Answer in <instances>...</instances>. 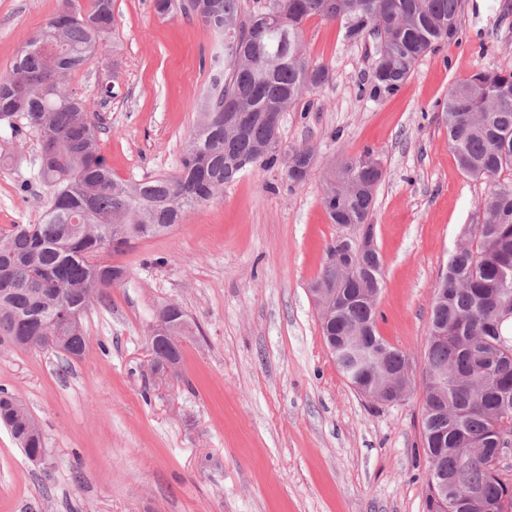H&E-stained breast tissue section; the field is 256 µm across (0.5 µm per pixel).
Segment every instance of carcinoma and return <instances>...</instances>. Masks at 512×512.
Listing matches in <instances>:
<instances>
[{
  "label": "carcinoma",
  "mask_w": 512,
  "mask_h": 512,
  "mask_svg": "<svg viewBox=\"0 0 512 512\" xmlns=\"http://www.w3.org/2000/svg\"><path fill=\"white\" fill-rule=\"evenodd\" d=\"M61 0L56 14L17 55L0 79V121L14 132L16 120L40 140V176L49 197L42 222L0 233V339L67 336L72 351L86 350L83 322L65 329L56 322L65 300L85 314L91 301L125 278V268L106 259L123 245L170 232L186 211L224 192L246 169L288 166V181L305 182L314 161L306 145L288 151L272 143L269 112L284 113L329 83L330 69L303 49V24L320 17L336 22L344 38L374 39L375 67L369 95L393 94L417 61L435 45L458 39L462 0H265L246 14L241 0L181 5L202 18L221 41L211 56L210 90L198 112L177 175L138 183L122 180L100 152L96 116L66 79L106 55L114 28L112 0ZM60 50L55 71L44 67L39 41ZM43 74L30 99L15 87ZM444 122L460 169L490 190L477 204V223L464 231L463 246L448 258L431 309L428 364L422 370L425 448L432 463L426 497L442 480L449 508L428 503V512H512V490L498 464L512 447V71H481L448 91ZM383 171L372 151L346 156L326 171L322 203L330 223L352 229L367 224ZM326 253L350 267L344 276L323 266L315 279L328 289L332 312L320 318L322 335L336 340L334 358L346 379L369 393L401 400L406 355L377 330L380 253L356 251L340 235ZM177 336L193 335L186 312L175 303L158 309ZM155 370L165 371L181 350L161 342ZM0 423L28 458L45 459L28 409L0 388Z\"/></svg>",
  "instance_id": "1"
}]
</instances>
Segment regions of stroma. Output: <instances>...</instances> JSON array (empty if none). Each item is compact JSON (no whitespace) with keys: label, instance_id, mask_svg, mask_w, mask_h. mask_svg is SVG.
<instances>
[{"label":"stroma","instance_id":"35a3bbf8","mask_svg":"<svg viewBox=\"0 0 512 512\" xmlns=\"http://www.w3.org/2000/svg\"><path fill=\"white\" fill-rule=\"evenodd\" d=\"M60 0H0V77ZM107 61L71 78L100 117L113 173L175 175L219 41L194 15L113 0ZM330 83L281 120L283 149L308 144L307 180L252 167L163 236L117 261L123 282L89 307L82 358L0 342V386L23 401L49 463L0 426V512H427L421 383L393 404L357 392L324 344L309 288L339 229L322 204L334 161L372 150L384 177L372 222L384 263L377 329L421 374L434 288L488 191L458 168L442 105L479 71L512 70V0H463L460 36L372 98V40L303 25ZM113 83L112 99L100 89ZM39 137L0 124V228L40 223ZM174 302L195 326L177 375L154 373L148 332Z\"/></svg>","mask_w":512,"mask_h":512}]
</instances>
